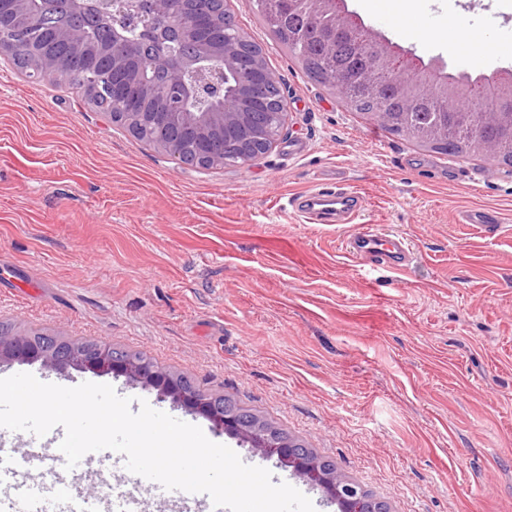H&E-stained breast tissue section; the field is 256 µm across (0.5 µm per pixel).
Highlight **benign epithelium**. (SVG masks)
Returning a JSON list of instances; mask_svg holds the SVG:
<instances>
[{
  "label": "benign epithelium",
  "instance_id": "obj_1",
  "mask_svg": "<svg viewBox=\"0 0 512 512\" xmlns=\"http://www.w3.org/2000/svg\"><path fill=\"white\" fill-rule=\"evenodd\" d=\"M132 3L134 0H96L94 4L90 0H65L66 11L76 21L86 18L91 9L97 19L112 27V81L101 87L94 82L92 86L95 93L104 90L110 97L121 90L133 91V111L107 112L105 117L113 123L124 122L133 133L142 129L152 132L157 149L179 162L188 148L224 140L236 142L244 151L264 143L263 153L256 155L258 159L270 153L279 134L252 127L249 115L267 101L277 77L259 44L239 28L233 35L227 32L234 28L227 8L229 0H224L222 16L208 7H199L200 0H180L175 11L169 8V0H152L150 11L137 13L143 38L135 43L128 42L114 28L117 16L125 14V8ZM288 4L304 12L308 36L323 34L326 22L330 25L325 36L328 43L356 28L367 32L360 63L336 71L327 80L328 87L346 103H351L360 88L375 90L378 65L385 64L406 75L394 83L391 92L376 94L378 115L389 111L394 103L411 112L413 102L419 98L441 104L447 112L475 111L471 103L460 105L468 94V85L449 81L444 62H408L405 51L350 12L346 0H288ZM30 8V0L0 3V33L12 31L22 17L37 28L24 45L26 76L34 79L53 66V41H65L74 50L82 51L85 39L69 27L39 25ZM12 361H39L55 370L72 368L110 374L152 387L174 404L208 417L216 430L237 435L262 456L275 457L277 463L291 467L294 474L325 497L341 503L343 512H387L367 497L362 487L337 475L317 456L300 451L291 440L270 441L260 428L246 426L236 414L216 410L210 401L186 389L179 379L152 361L120 355L110 343H97L89 355L80 342L47 347L26 332L0 327V362Z\"/></svg>",
  "mask_w": 512,
  "mask_h": 512
}]
</instances>
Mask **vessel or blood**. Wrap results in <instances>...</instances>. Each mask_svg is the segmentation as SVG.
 Masks as SVG:
<instances>
[{"label": "vessel or blood", "mask_w": 512, "mask_h": 512, "mask_svg": "<svg viewBox=\"0 0 512 512\" xmlns=\"http://www.w3.org/2000/svg\"><path fill=\"white\" fill-rule=\"evenodd\" d=\"M301 211L317 224H332L355 215L347 193L340 189L312 193ZM349 247L354 255L373 259L393 270L402 269L411 258V249L402 237L376 230L356 234ZM0 512H143V502L133 494L116 498L109 492L81 493L74 483L62 478L16 493L9 475L0 471Z\"/></svg>", "instance_id": "b4317fda"}]
</instances>
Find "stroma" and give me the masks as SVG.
<instances>
[{"label":"stroma","mask_w":512,"mask_h":512,"mask_svg":"<svg viewBox=\"0 0 512 512\" xmlns=\"http://www.w3.org/2000/svg\"><path fill=\"white\" fill-rule=\"evenodd\" d=\"M238 26L266 52L290 129L258 161L192 168L139 142L81 94L0 58V325L106 340L253 410L332 461L388 512H512V175L390 135L309 79L250 0ZM389 42L452 73L512 71L503 0H348ZM493 51L439 39L449 14ZM360 196L350 224H311L299 196ZM490 213L499 228L463 223ZM412 249L395 272L349 253L365 228ZM172 412L125 378L5 362ZM206 435L311 497L236 436Z\"/></svg>","instance_id":"1"}]
</instances>
